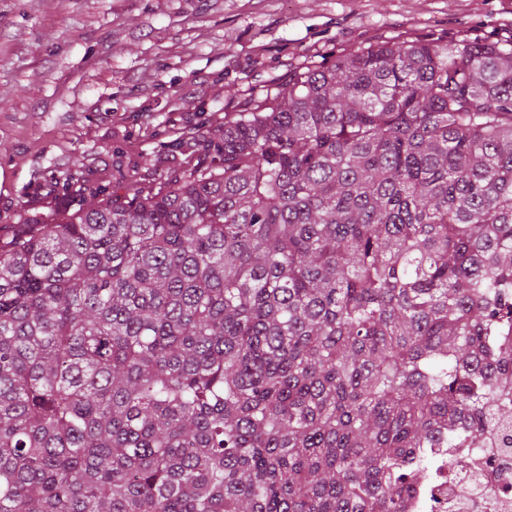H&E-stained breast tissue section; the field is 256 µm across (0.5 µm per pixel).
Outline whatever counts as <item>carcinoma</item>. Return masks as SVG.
<instances>
[{"label": "carcinoma", "mask_w": 512, "mask_h": 512, "mask_svg": "<svg viewBox=\"0 0 512 512\" xmlns=\"http://www.w3.org/2000/svg\"><path fill=\"white\" fill-rule=\"evenodd\" d=\"M207 147L0 235V512L512 489V42L302 63ZM468 491L466 478H463V475H456L451 472L448 473L447 469L444 473L443 480L432 486L429 493L431 498L436 501L448 502L446 501L448 496L463 498L467 496Z\"/></svg>", "instance_id": "1"}]
</instances>
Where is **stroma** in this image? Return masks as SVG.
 Instances as JSON below:
<instances>
[{
	"label": "stroma",
	"instance_id": "35a3bbf8",
	"mask_svg": "<svg viewBox=\"0 0 512 512\" xmlns=\"http://www.w3.org/2000/svg\"><path fill=\"white\" fill-rule=\"evenodd\" d=\"M512 39V0H0V227L195 163L236 98L380 40Z\"/></svg>",
	"mask_w": 512,
	"mask_h": 512
}]
</instances>
